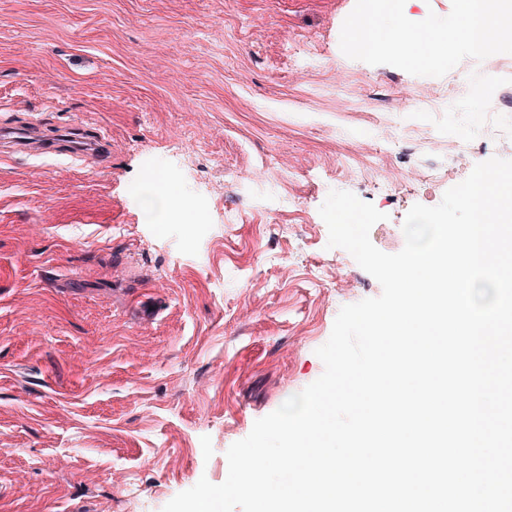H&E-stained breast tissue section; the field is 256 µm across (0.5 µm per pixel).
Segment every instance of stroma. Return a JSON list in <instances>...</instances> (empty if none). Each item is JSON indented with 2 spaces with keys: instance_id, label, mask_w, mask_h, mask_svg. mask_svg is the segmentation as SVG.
<instances>
[{
  "instance_id": "stroma-1",
  "label": "stroma",
  "mask_w": 512,
  "mask_h": 512,
  "mask_svg": "<svg viewBox=\"0 0 512 512\" xmlns=\"http://www.w3.org/2000/svg\"><path fill=\"white\" fill-rule=\"evenodd\" d=\"M355 3L0 0V123L109 141L0 159V512H162L224 482L229 447L322 375L340 309L381 294L328 248L329 192L385 213L369 237L394 254L454 182L381 141L443 80L346 57ZM483 110L450 99L427 129L453 146ZM154 172L211 224L147 215Z\"/></svg>"
}]
</instances>
